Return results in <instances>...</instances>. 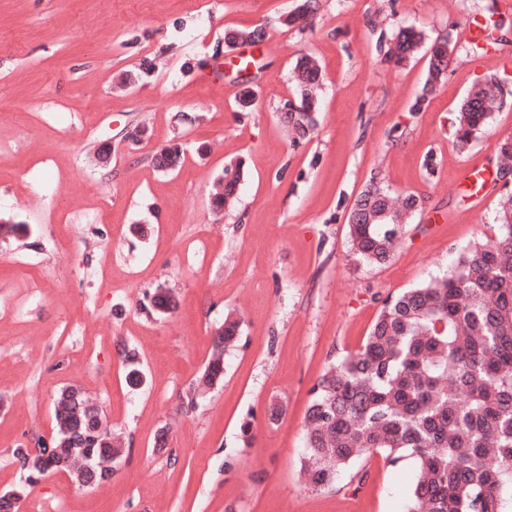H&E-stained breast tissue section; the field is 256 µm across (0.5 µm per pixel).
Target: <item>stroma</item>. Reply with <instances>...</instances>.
<instances>
[{"label": "stroma", "instance_id": "obj_1", "mask_svg": "<svg viewBox=\"0 0 512 512\" xmlns=\"http://www.w3.org/2000/svg\"><path fill=\"white\" fill-rule=\"evenodd\" d=\"M300 2L0 0V142L12 147L0 155V284L34 296L18 322L0 325V493L26 485L13 448L55 435L61 387L80 388L126 445L111 480L48 473L26 486L17 512H405L410 458L370 453L363 482L347 472L326 489L307 484L304 417L313 386L362 346L388 296L448 273L495 232L500 191L474 204L461 184L467 165L495 168L512 98L466 147L453 123L477 81L512 84V30L496 31L490 54L463 35L474 15L512 20V0H318L310 25L279 26ZM259 25L267 36L249 45L250 70H218L225 29ZM408 26L452 50L446 84L417 112L425 57L400 68L382 51ZM304 54L324 79L316 128L295 143L278 111ZM129 70L140 75L132 86L122 83ZM246 83L258 111L234 109ZM138 127L150 140L127 148ZM172 142L185 143L184 162L157 170L154 154ZM239 161V198L215 212L211 189ZM375 177L423 198L382 267L356 261L345 224ZM46 182L57 188L47 200L36 195ZM40 211L73 236L106 225L112 237L96 259L111 278L78 274L37 295L36 275L9 257L46 234L31 221ZM159 287L173 309L152 307ZM231 310L242 328L224 380L188 406ZM134 367L145 375L138 388L126 383ZM274 402L283 412L272 421ZM54 484L64 499L36 501L37 487Z\"/></svg>", "mask_w": 512, "mask_h": 512}]
</instances>
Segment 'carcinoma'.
Listing matches in <instances>:
<instances>
[{"label":"carcinoma","instance_id":"1","mask_svg":"<svg viewBox=\"0 0 512 512\" xmlns=\"http://www.w3.org/2000/svg\"><path fill=\"white\" fill-rule=\"evenodd\" d=\"M428 59L422 93L413 109L442 85L448 72V40L425 45L421 30H401L388 54L396 63L420 50ZM296 89L282 124L294 141L316 126L313 94L322 78L317 61L300 57ZM512 97L497 76L475 84L456 116L455 139L465 147L489 125L492 108ZM256 91L247 87L236 111L255 112ZM183 145L173 143L153 160L160 170L177 165ZM243 163L224 171V192L214 206L225 209L238 196ZM420 196L394 197L372 180L350 208L346 223L350 250L358 261L384 265L394 255L418 210ZM494 238L459 253L452 272L384 300L361 348L330 364L311 390L305 419L304 467L313 483L329 488L370 452L397 463H417L408 512H512V194L502 195ZM241 321L224 319L223 346L240 335ZM224 379L222 351H216L198 385ZM59 429L51 455L23 445L12 452L18 469L34 480L57 470L86 482L109 479L96 467L110 452V434L97 409L81 393L63 387L56 397Z\"/></svg>","mask_w":512,"mask_h":512}]
</instances>
